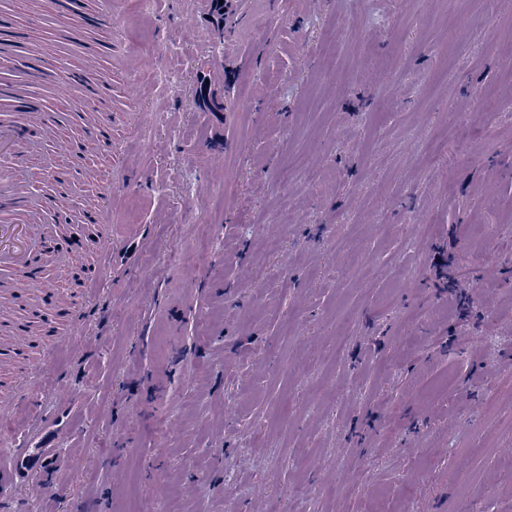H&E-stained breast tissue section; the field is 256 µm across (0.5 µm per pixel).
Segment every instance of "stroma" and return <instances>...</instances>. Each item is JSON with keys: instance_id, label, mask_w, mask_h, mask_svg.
Returning <instances> with one entry per match:
<instances>
[{"instance_id": "obj_1", "label": "stroma", "mask_w": 512, "mask_h": 512, "mask_svg": "<svg viewBox=\"0 0 512 512\" xmlns=\"http://www.w3.org/2000/svg\"><path fill=\"white\" fill-rule=\"evenodd\" d=\"M211 2L71 37L110 84L111 152L68 166L111 183L112 252L0 417V466L58 433L11 512H512V0Z\"/></svg>"}]
</instances>
